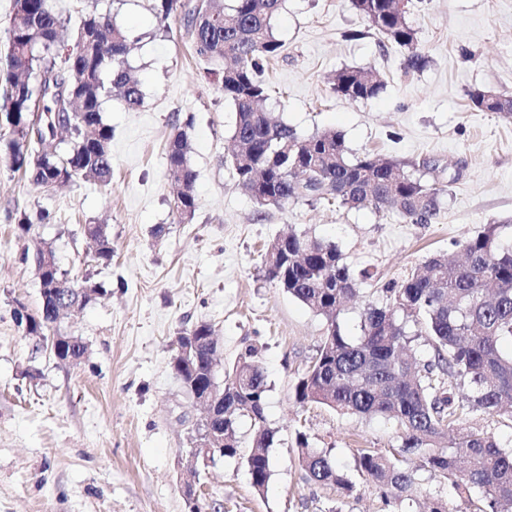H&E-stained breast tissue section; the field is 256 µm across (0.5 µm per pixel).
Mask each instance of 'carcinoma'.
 Segmentation results:
<instances>
[{
  "label": "carcinoma",
  "mask_w": 512,
  "mask_h": 512,
  "mask_svg": "<svg viewBox=\"0 0 512 512\" xmlns=\"http://www.w3.org/2000/svg\"><path fill=\"white\" fill-rule=\"evenodd\" d=\"M350 2L375 31L410 51L408 68L423 67L415 30L399 0ZM281 6L282 0H231L227 7L224 0H157L155 5L163 20L183 13L196 54L222 63L218 82L236 112L231 158L238 185L258 204L269 195L278 205L307 200L371 207L413 224L431 223L453 180L430 183L393 160L369 154L352 160L340 132L302 139L265 111L267 95L255 75L281 52L273 27ZM60 27L48 0H13L9 94L0 125L10 135L13 165L43 189L77 178L107 185L112 128L101 116L104 95L119 92L131 110L143 101L140 83L126 65L128 36L110 14L94 11L66 50L58 39ZM383 88L373 69L344 68L333 81L334 91L352 101L374 98ZM469 101L473 110L512 115V97L476 90ZM165 152L167 173L180 186L174 208L189 222L197 207L196 174L188 163L184 129H176ZM96 246V262H111L112 241L98 235ZM459 246L462 261L452 264L435 256L384 289L385 302L371 303L361 314L357 336L345 335L338 323L355 288L335 244L292 232L276 238L265 253L268 279L329 323L328 335L296 385V399L396 423L399 446L393 456L360 448L357 457L358 469L378 487L387 512H400L407 502L421 504V512H453L440 497L419 499L424 472L452 479L466 503L463 512H512V451L494 436L460 425L469 414H512V248L501 245L498 224L486 225ZM53 277L64 279L66 291L82 307L93 300L85 288L103 291L89 277L78 282L58 270ZM41 297L43 320L30 324L28 335L47 344L56 341L62 354L80 364L87 353L82 338L54 329L58 294L49 290ZM194 329L203 342L177 367L189 393L204 390L212 379L213 350L204 341L213 335L212 326L198 322ZM422 337L433 356L420 361L413 342ZM461 387L468 392L457 401L452 389ZM266 393L254 349L224 369V456L238 455V420L248 418L252 446L246 465L258 492L272 475L274 431L267 425ZM411 456L419 460L413 469L403 466ZM298 457L314 483L332 486L342 497L355 491L331 450L311 448L301 435Z\"/></svg>",
  "instance_id": "1"
}]
</instances>
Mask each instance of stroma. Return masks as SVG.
<instances>
[{
  "label": "stroma",
  "mask_w": 512,
  "mask_h": 512,
  "mask_svg": "<svg viewBox=\"0 0 512 512\" xmlns=\"http://www.w3.org/2000/svg\"><path fill=\"white\" fill-rule=\"evenodd\" d=\"M49 4L63 21L65 46L88 12H110L131 41L143 103L135 111L116 95L103 103L112 128L106 187L78 179L45 191L14 170L0 140V512H189L183 459L203 413L171 362L176 336L200 321L215 330L221 367L257 350L275 431L264 493L252 487L241 456L199 469L207 512H381L357 451L391 453L395 426L296 402L327 322L269 281L264 254L294 231L336 244L352 273L369 270L340 316L354 336L364 308L384 302V288L429 257L454 256L459 241L488 224L501 225L502 243L512 244V117L468 106L475 90L512 97V0H414L407 21L426 62L412 71L407 50L386 42L349 0H284L273 22L283 47L264 69L267 111L303 138L342 132L350 157L369 153L450 181L429 224L302 200L257 204L230 164L235 113L215 76L221 64L195 53L182 15L163 27L155 0ZM345 67L378 71L384 89L355 102L336 95L330 80ZM177 126L188 133L196 173L189 223L174 209L166 169ZM24 214L69 278L106 289L56 325L87 343L80 365L37 350L13 318L16 302L34 312L41 303L35 265L23 256L27 242L15 230ZM87 224L104 226L110 265L92 263ZM29 367L35 377L25 376ZM301 431L310 447L331 449L356 485L353 495L338 498L307 479L297 458Z\"/></svg>",
  "instance_id": "35a3bbf8"
}]
</instances>
